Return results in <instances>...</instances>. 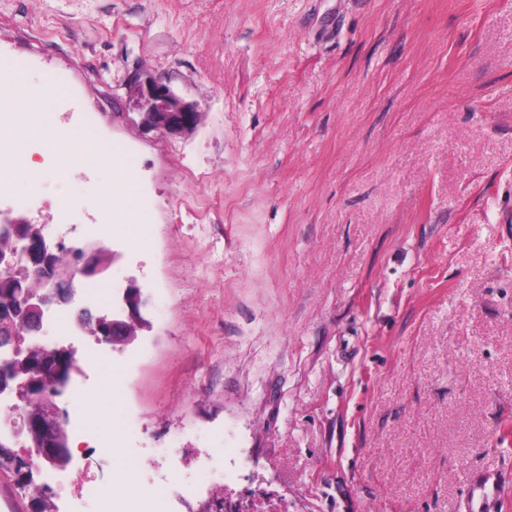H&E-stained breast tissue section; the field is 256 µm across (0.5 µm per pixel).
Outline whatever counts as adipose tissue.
I'll return each instance as SVG.
<instances>
[{
  "mask_svg": "<svg viewBox=\"0 0 512 512\" xmlns=\"http://www.w3.org/2000/svg\"><path fill=\"white\" fill-rule=\"evenodd\" d=\"M51 90L40 94L20 95L15 85L0 88V131L21 126L25 133L41 136L46 145L59 157L58 174H65L70 167L81 164H98L108 168L112 177L99 186V197L104 205L117 199L129 198L135 192V180L122 158L106 151L96 141L88 139L82 131L54 126L46 110Z\"/></svg>",
  "mask_w": 512,
  "mask_h": 512,
  "instance_id": "1",
  "label": "adipose tissue"
}]
</instances>
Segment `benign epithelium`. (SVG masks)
I'll return each mask as SVG.
<instances>
[{
    "label": "benign epithelium",
    "instance_id": "1",
    "mask_svg": "<svg viewBox=\"0 0 512 512\" xmlns=\"http://www.w3.org/2000/svg\"><path fill=\"white\" fill-rule=\"evenodd\" d=\"M129 97L134 101L139 115L138 128L144 133H157L165 136H178L198 127L202 113L197 106L185 101L171 88L144 71L135 72L127 87ZM14 244L8 250L0 253V274L7 277L21 272L17 254L23 253L27 260L34 261L40 266V272L47 285L52 288L55 299H70L76 292V276H90L103 272L116 255L109 254L97 245H89L81 250L84 258L80 270L60 266L53 262L52 247L54 243L42 235H29L21 238L13 236ZM124 301L128 310L121 318L109 319L98 316L94 319L96 325H106L117 335L124 333L134 336L143 328L140 317L142 295L140 289L132 286L126 290ZM48 299L44 296L31 294L26 297L25 311L28 318L25 327L38 331L41 328V317ZM52 420H36L28 425L34 439L43 443L40 449L43 458L55 462L65 453V449L56 448L47 436L46 424Z\"/></svg>",
    "mask_w": 512,
    "mask_h": 512
}]
</instances>
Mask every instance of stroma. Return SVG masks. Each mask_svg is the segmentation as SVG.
I'll list each match as a JSON object with an SVG mask.
<instances>
[{
  "instance_id": "1",
  "label": "stroma",
  "mask_w": 512,
  "mask_h": 512,
  "mask_svg": "<svg viewBox=\"0 0 512 512\" xmlns=\"http://www.w3.org/2000/svg\"><path fill=\"white\" fill-rule=\"evenodd\" d=\"M140 68L194 132H140ZM0 69L137 157L105 280L149 326L86 377L71 455L112 454L79 512L117 456L150 512L204 501L232 448L284 512H457L486 470L512 512V0H0ZM24 143L46 176L0 223L83 240L107 169ZM174 448L210 472L148 466Z\"/></svg>"
}]
</instances>
